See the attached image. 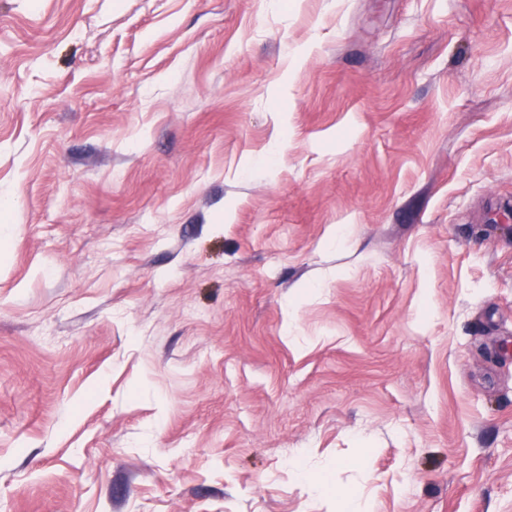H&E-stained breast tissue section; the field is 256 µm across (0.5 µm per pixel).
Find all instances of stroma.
<instances>
[{
    "label": "stroma",
    "mask_w": 512,
    "mask_h": 512,
    "mask_svg": "<svg viewBox=\"0 0 512 512\" xmlns=\"http://www.w3.org/2000/svg\"><path fill=\"white\" fill-rule=\"evenodd\" d=\"M512 0H0V512H512Z\"/></svg>",
    "instance_id": "1"
}]
</instances>
